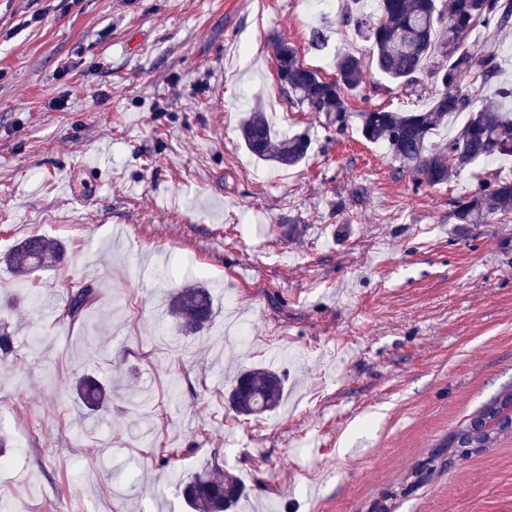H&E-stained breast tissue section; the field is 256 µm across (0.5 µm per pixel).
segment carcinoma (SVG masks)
Returning <instances> with one entry per match:
<instances>
[{
    "label": "carcinoma",
    "instance_id": "1",
    "mask_svg": "<svg viewBox=\"0 0 512 512\" xmlns=\"http://www.w3.org/2000/svg\"><path fill=\"white\" fill-rule=\"evenodd\" d=\"M358 2L353 0L341 24L371 43L372 61L385 78L403 86L424 76L434 79L438 89L431 106L419 112H353L349 97L363 82V59L341 54L336 58V78L327 81L303 65L297 49L282 39L274 41L272 49L288 101L322 114L326 124L338 131L355 118L363 138L387 145L400 168L413 173L419 185L445 184L467 167L512 157V110L507 108L512 101V83L502 79V62L493 43L478 50L469 41L480 23L491 24L496 31L512 28V0H448L446 5L440 0H380L375 20L356 8ZM464 75L472 77L467 86L460 82ZM462 113L466 120L448 144L431 142L448 118ZM239 137L252 157L277 167L298 166L311 145L306 132L286 135L275 131L260 110L242 120ZM508 214H512V180L498 178L459 199L454 216L459 224H488ZM65 260L64 245L39 234L18 242L0 258L6 269L20 277L58 267ZM96 303L97 289L84 282L69 290L61 317L71 324L83 322L95 311ZM168 313L182 332L196 334L215 317L213 298L204 286L191 284L170 298ZM285 392V378L277 369L254 368L237 375L228 403L237 416L253 417L276 410ZM76 393L91 411L106 409L111 397L91 378L81 379ZM504 402L512 404V389L483 405L476 419L453 434L438 455L457 454L463 434L474 448H486L511 435L512 425L497 420L499 405ZM180 494L192 512H235L248 491L237 475L212 466L180 484Z\"/></svg>",
    "mask_w": 512,
    "mask_h": 512
}]
</instances>
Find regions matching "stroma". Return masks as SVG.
<instances>
[{
  "mask_svg": "<svg viewBox=\"0 0 512 512\" xmlns=\"http://www.w3.org/2000/svg\"><path fill=\"white\" fill-rule=\"evenodd\" d=\"M300 0H0V255L41 234L67 263L21 279L0 266V470L7 512H185L170 471L234 472L237 512H512V437L412 473L483 404L512 388V215L459 224L455 203L511 161L417 185L356 125L282 97L271 41L326 79L336 56H369L339 20ZM330 20L322 50L311 31ZM367 68L360 111L428 107ZM58 99L62 108H49ZM308 132L291 169L238 137L254 107ZM96 311L59 325L69 286ZM216 311L194 335L157 317L186 284ZM275 365L281 406L235 417L238 370ZM118 391L106 413L72 386Z\"/></svg>",
  "mask_w": 512,
  "mask_h": 512,
  "instance_id": "35a3bbf8",
  "label": "stroma"
}]
</instances>
